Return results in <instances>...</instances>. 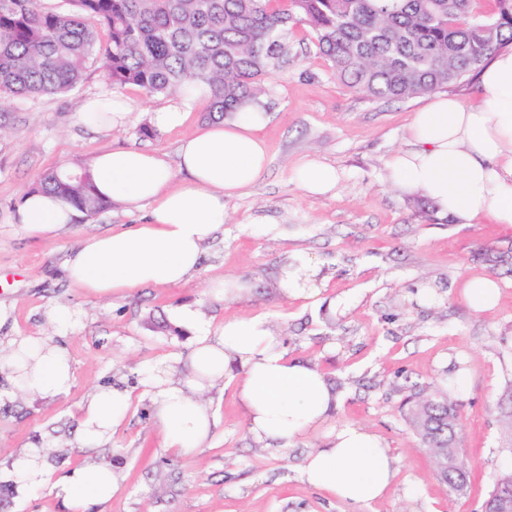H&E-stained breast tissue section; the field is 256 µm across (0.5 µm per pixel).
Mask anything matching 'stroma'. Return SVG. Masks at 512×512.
I'll return each mask as SVG.
<instances>
[{"mask_svg":"<svg viewBox=\"0 0 512 512\" xmlns=\"http://www.w3.org/2000/svg\"><path fill=\"white\" fill-rule=\"evenodd\" d=\"M290 52L258 107L270 162L245 195L226 200L223 232L207 242L199 270L184 283L148 285L122 297H97L70 282L64 263L90 236L139 223L141 212L115 205L79 217L50 237L28 235L17 207L39 177L62 167L86 166L98 151L141 148L176 163L180 141L208 122L192 104L179 128L153 127L151 112L170 102L129 85L119 94L134 111L128 125L100 132L78 117L81 102L111 93L103 71L91 65L77 91L66 95L0 99V342L43 336L61 346L73 369L70 388L54 399L12 388L0 374V480L9 460L50 449L41 463L40 488L21 491L10 512H67L50 487L76 467L108 464L122 490L88 512H481L495 480L512 467V230L488 221L459 224L427 199L408 196L385 176L384 163L407 144L408 127L426 96L406 101L368 100L347 88L311 43L293 29ZM336 167L334 195L304 193L292 172L303 157ZM306 257L319 267L320 303L282 295L280 272L288 259ZM494 277L495 307L477 312L462 296L466 280ZM233 277L251 284L241 300L211 291ZM68 309L70 324L51 312ZM186 308L211 328L265 315L288 359L311 365L331 383V418L288 451L257 442L229 376L206 395L215 428L206 448L172 453L155 416L146 372L167 363L190 371L195 334L153 331L151 318L176 324ZM470 376L453 390L456 373ZM123 384L132 401L125 420L105 440L87 441L84 408L106 382ZM449 391L458 405L459 438L470 481L456 501L418 449L404 404L412 384ZM354 424L383 440L398 473L382 499L351 505L303 482L306 455L325 447L330 432Z\"/></svg>","mask_w":512,"mask_h":512,"instance_id":"1","label":"stroma"}]
</instances>
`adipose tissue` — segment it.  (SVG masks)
Wrapping results in <instances>:
<instances>
[{
	"label": "adipose tissue",
	"instance_id": "obj_1",
	"mask_svg": "<svg viewBox=\"0 0 512 512\" xmlns=\"http://www.w3.org/2000/svg\"><path fill=\"white\" fill-rule=\"evenodd\" d=\"M483 95L468 104L436 94L414 112L410 141L385 163L388 179L401 191L431 201L441 214L459 223L483 219L512 229V50L497 53L479 72ZM131 117L120 96L91 97L79 112L84 124L102 131L124 126ZM264 117L256 108L234 119L212 122L183 139L178 164L136 148L109 150L89 164L97 192L127 211L145 209L141 223L85 238L65 265L67 277L101 297L121 296L146 285H177L200 267L204 245L220 232L225 199L248 192L267 169L268 146L259 129ZM306 193L325 196L339 182L336 169L307 157L295 169ZM18 221L28 234L58 233L79 216L55 194H25ZM319 269L292 261L281 271L283 293L317 303ZM178 321L196 329L190 356L193 372L176 377L173 366L155 368L148 392L165 445L191 454L207 442L212 419L203 394L210 384L239 369V396L249 433L264 444L285 443L324 424L336 407L332 385L316 368L285 356L264 316L225 321L210 332L193 310ZM21 368L18 388L45 398L66 392L72 366L65 350L51 341L22 336L0 346V368ZM130 393L115 386L96 392L84 410L87 438H109L124 418ZM398 462L381 439L367 429L346 425L326 447L308 453L302 480L351 504L383 498ZM94 468L77 469L55 482L53 491L71 512L87 501L105 502L119 492L117 477L100 486Z\"/></svg>",
	"mask_w": 512,
	"mask_h": 512
}]
</instances>
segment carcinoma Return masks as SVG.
I'll return each mask as SVG.
<instances>
[{"mask_svg": "<svg viewBox=\"0 0 512 512\" xmlns=\"http://www.w3.org/2000/svg\"><path fill=\"white\" fill-rule=\"evenodd\" d=\"M0 0V97L67 93L90 63L109 85L149 96L210 92L208 116L254 105L304 27L337 80L369 99L407 100L446 90L512 47V0ZM107 40H100V32ZM37 189L92 217L112 207L91 175L55 169ZM408 423L448 487L464 492L457 404L414 384ZM490 495L512 500V471Z\"/></svg>", "mask_w": 512, "mask_h": 512, "instance_id": "carcinoma-1", "label": "carcinoma"}]
</instances>
